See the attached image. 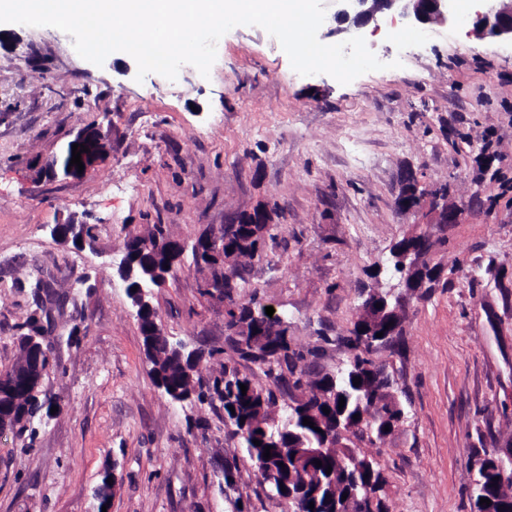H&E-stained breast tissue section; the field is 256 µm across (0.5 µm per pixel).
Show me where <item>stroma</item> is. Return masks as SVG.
<instances>
[{"instance_id":"1","label":"stroma","mask_w":512,"mask_h":512,"mask_svg":"<svg viewBox=\"0 0 512 512\" xmlns=\"http://www.w3.org/2000/svg\"><path fill=\"white\" fill-rule=\"evenodd\" d=\"M456 5L455 24L402 37L368 25L389 67L346 85L295 72L258 26L221 37L209 76L185 64L176 80L139 82L133 57L99 67L59 29L0 24V370L37 310L31 280L66 297L48 308L59 409L35 437L0 436V512H94L109 469L111 512H280L221 403L157 388L114 269L145 225L190 245L259 204L275 239L234 301L273 306L305 365L333 373L364 291L400 294L398 343L373 357L404 417L347 447L376 462L386 512H471L474 461L512 439V43L478 36L470 0ZM86 126L109 133L111 156L78 179L39 176ZM410 179L464 212L429 225L439 277L407 291L389 266L419 230L397 205ZM67 221L90 224L93 247L54 238ZM214 273L185 263L153 299L171 340L214 351L204 384L224 364L258 373L224 342L225 304L204 292Z\"/></svg>"}]
</instances>
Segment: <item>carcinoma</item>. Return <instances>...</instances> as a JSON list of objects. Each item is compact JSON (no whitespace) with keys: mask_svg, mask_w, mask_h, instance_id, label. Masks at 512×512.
Instances as JSON below:
<instances>
[{"mask_svg":"<svg viewBox=\"0 0 512 512\" xmlns=\"http://www.w3.org/2000/svg\"><path fill=\"white\" fill-rule=\"evenodd\" d=\"M270 224H240L224 231V256L234 257L242 266L249 259L260 255L266 238H274ZM26 331L18 336L19 347L32 340L44 344L52 351L46 338L47 329L42 319L33 315L24 324ZM143 352L151 365V374L158 388L170 393L188 390L196 385L195 371L199 364L213 353L200 351L195 361L179 355L155 335L147 319L139 321ZM225 342L238 358L254 363L262 375L275 386L287 390L309 389V394L293 400V405L283 415L276 414V398L273 391L260 382L241 375L235 368L223 367L221 376L214 379L209 388L210 398L218 399L227 419L240 434L250 461L261 483L270 493H277L280 485H289L298 492L294 497V512H337L342 495L347 491L343 473L336 474V490L328 488L326 469L329 459L322 466H312L313 459L300 454L301 448H319L331 443L330 423L341 417L355 437H368L369 441L382 440L385 427H393L403 418L395 396V381L386 367L371 358L381 339L367 341L351 330L347 345L355 350L346 368L335 373L300 370L298 363L303 354L291 346L288 329L281 328V320L271 318L266 312H253L249 306L233 305L225 313ZM14 368L0 371V427L8 426L10 432L35 434L34 422L50 416V401L42 386L19 384L11 378ZM361 384L354 385V378ZM247 391L241 392L240 385ZM344 407H339L340 399ZM330 412H323V408ZM314 422L310 427L303 418ZM320 431H315V428ZM261 441L256 446L253 440ZM344 438L336 436L338 446L332 449L345 463L350 477L357 478L371 496L366 499V512H382L381 501L374 494L381 490L384 479L371 458L358 456L343 445ZM271 447V458H264V448ZM505 477L512 485V470L501 473L496 467L483 463L473 479L470 500L475 512H512V501L506 502L492 496L491 488L497 479ZM491 501L480 504V499Z\"/></svg>","mask_w":512,"mask_h":512,"instance_id":"obj_1","label":"carcinoma"}]
</instances>
